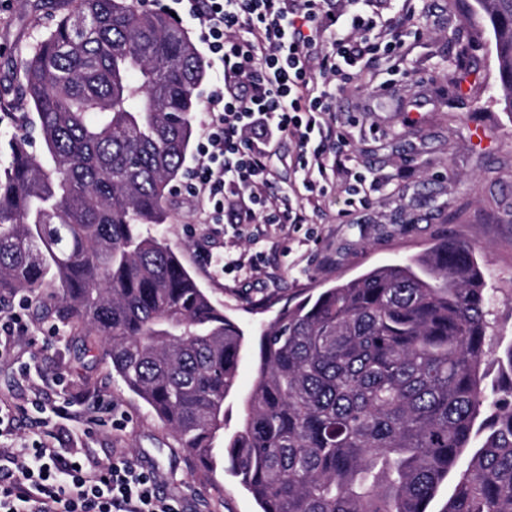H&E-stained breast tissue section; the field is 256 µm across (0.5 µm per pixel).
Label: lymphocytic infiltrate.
<instances>
[{
    "label": "lymphocytic infiltrate",
    "mask_w": 512,
    "mask_h": 512,
    "mask_svg": "<svg viewBox=\"0 0 512 512\" xmlns=\"http://www.w3.org/2000/svg\"><path fill=\"white\" fill-rule=\"evenodd\" d=\"M195 20L222 78L199 117L193 166L178 195L203 224H306L299 192L325 196V144L344 147L338 94L378 56L401 62L404 20L378 31L384 0H175ZM297 140L299 184L281 186L274 160ZM17 408L0 397V512H183L157 476L125 453L107 460L61 448L54 430L14 442Z\"/></svg>",
    "instance_id": "lymphocytic-infiltrate-1"
}]
</instances>
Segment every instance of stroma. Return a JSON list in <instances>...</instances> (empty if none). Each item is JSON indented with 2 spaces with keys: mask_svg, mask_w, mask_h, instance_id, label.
<instances>
[{
  "mask_svg": "<svg viewBox=\"0 0 512 512\" xmlns=\"http://www.w3.org/2000/svg\"><path fill=\"white\" fill-rule=\"evenodd\" d=\"M67 0H14L0 12V88L10 87L16 115L25 112L19 92L20 59L66 10ZM419 38L409 39L402 68L386 96L350 89L337 99L348 123L349 168L377 179L379 192L365 207L340 216L344 175L332 176L327 196L299 198L307 224H221L210 234L193 231V204L172 194L167 223L156 226L211 302L245 333L235 391L226 399L225 434L239 429L259 359L256 331L284 305L317 295L366 269L423 252L436 240L471 245L497 288L496 346L512 344V110L499 79L495 39L475 13L474 0H409ZM241 261L222 273L208 256ZM16 358L0 359V392L16 397L18 436L32 399L46 405L70 400L76 410L110 403L111 415L93 424L85 444L98 456L124 451L155 470L162 490L185 512H260L230 468L208 472L174 441L153 410L127 389L93 337L71 336L47 320L40 333L20 339ZM35 360L21 374L19 360Z\"/></svg>",
  "mask_w": 512,
  "mask_h": 512,
  "instance_id": "stroma-1",
  "label": "stroma"
}]
</instances>
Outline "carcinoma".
Listing matches in <instances>:
<instances>
[{"instance_id":"carcinoma-1","label":"carcinoma","mask_w":512,"mask_h":512,"mask_svg":"<svg viewBox=\"0 0 512 512\" xmlns=\"http://www.w3.org/2000/svg\"><path fill=\"white\" fill-rule=\"evenodd\" d=\"M70 2L23 64L44 158L22 133L0 164V296L49 286L57 321L97 337L179 447L229 462L261 512H427L467 448L446 512H512V345L489 395L495 289L456 240L281 308L243 427L214 447L244 333L141 228L168 219L207 65L138 0ZM477 2L512 91V0Z\"/></svg>"}]
</instances>
